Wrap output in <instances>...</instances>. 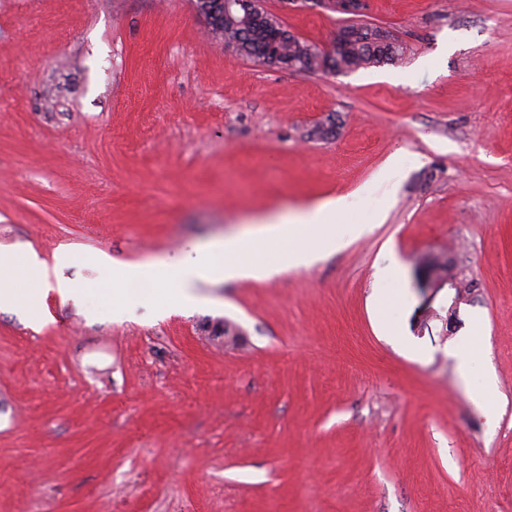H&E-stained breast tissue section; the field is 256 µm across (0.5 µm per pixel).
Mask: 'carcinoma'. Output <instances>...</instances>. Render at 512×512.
Returning a JSON list of instances; mask_svg holds the SVG:
<instances>
[{
	"label": "carcinoma",
	"mask_w": 512,
	"mask_h": 512,
	"mask_svg": "<svg viewBox=\"0 0 512 512\" xmlns=\"http://www.w3.org/2000/svg\"><path fill=\"white\" fill-rule=\"evenodd\" d=\"M209 8L214 13L210 33L226 43H236L240 55L258 64L281 63L306 71L336 73L343 69L353 71L371 64L392 63L400 60L404 53L394 38L386 44L362 34L346 41V47L339 54L329 56L284 28L258 0L245 2L222 16L216 14L213 0Z\"/></svg>",
	"instance_id": "1"
}]
</instances>
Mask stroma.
<instances>
[{"instance_id":"stroma-1","label":"stroma","mask_w":512,"mask_h":512,"mask_svg":"<svg viewBox=\"0 0 512 512\" xmlns=\"http://www.w3.org/2000/svg\"><path fill=\"white\" fill-rule=\"evenodd\" d=\"M263 6L321 47L347 22ZM363 21L402 61L256 64L192 0H0V249L74 252L61 275L83 290L48 292L36 327L0 312V512H512V0H370ZM364 184L356 212L388 205L385 223L310 269L187 312L161 284L119 321L97 294L89 255L186 268L197 244ZM431 254L474 291L438 295L452 322L422 329ZM391 263L404 300L382 314ZM476 315L491 418L448 356ZM398 266L392 264L390 267L379 270L376 274V281L380 284L379 288H375V301L378 306V311H388L395 309L400 297L399 292L394 288H387V285L392 283L397 275Z\"/></svg>"}]
</instances>
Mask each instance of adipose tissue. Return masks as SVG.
I'll list each match as a JSON object with an SVG mask.
<instances>
[{"label": "adipose tissue", "instance_id": "1", "mask_svg": "<svg viewBox=\"0 0 512 512\" xmlns=\"http://www.w3.org/2000/svg\"><path fill=\"white\" fill-rule=\"evenodd\" d=\"M368 196L366 188L354 194L330 196L312 207L284 215L262 217L246 230L201 243L191 268L174 271L162 258H151L120 268L113 267L108 258L97 255L93 262L112 276L105 297L112 308L121 312L132 304H146L151 299V286L161 276L174 274L178 306L192 309L207 303L201 287L226 282H264L291 270L310 268L326 255L339 251L350 240L371 234L384 223V206L369 208L365 217L350 224L346 234L330 229V219L351 213L354 200ZM14 255L0 252V309L19 310L37 318L43 291L53 289L64 298L78 299L79 289L70 282L53 278L47 263L35 251H28L27 265L14 269ZM484 323L475 320L472 334L452 349L458 371L463 378H474L468 390L471 402L492 413L495 405L497 380L493 374L475 372L474 367L484 349Z\"/></svg>", "mask_w": 512, "mask_h": 512}]
</instances>
